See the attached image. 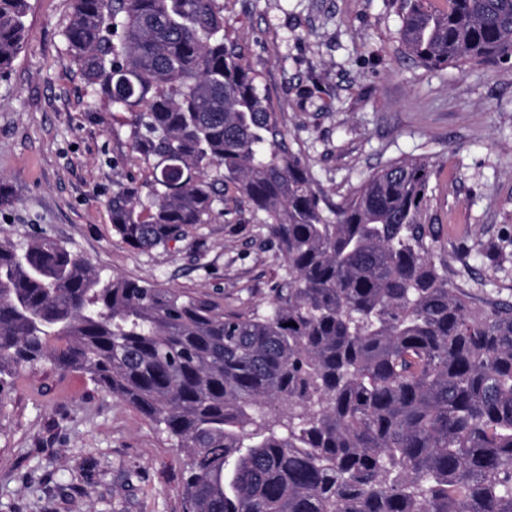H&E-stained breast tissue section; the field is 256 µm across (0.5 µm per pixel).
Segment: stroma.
Returning a JSON list of instances; mask_svg holds the SVG:
<instances>
[{
    "label": "stroma",
    "instance_id": "1",
    "mask_svg": "<svg viewBox=\"0 0 512 512\" xmlns=\"http://www.w3.org/2000/svg\"><path fill=\"white\" fill-rule=\"evenodd\" d=\"M316 190L341 202L400 159L430 165L428 223L471 310L512 301V61L446 69L401 43L400 0H223ZM72 0H28L26 39L0 77V239L51 237L108 274L219 310L265 307L282 264L262 214L235 194L149 252L112 231L108 201L142 180L130 127L94 93L63 33ZM184 458L139 411L50 363L0 389V512H182Z\"/></svg>",
    "mask_w": 512,
    "mask_h": 512
}]
</instances>
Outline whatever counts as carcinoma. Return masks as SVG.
I'll return each mask as SVG.
<instances>
[{"instance_id": "carcinoma-1", "label": "carcinoma", "mask_w": 512, "mask_h": 512, "mask_svg": "<svg viewBox=\"0 0 512 512\" xmlns=\"http://www.w3.org/2000/svg\"><path fill=\"white\" fill-rule=\"evenodd\" d=\"M26 9L0 0V76ZM226 26L218 0H73L64 36L148 168L112 192L115 234L166 247L231 188L282 259L272 298L224 313L0 240V386L43 362L88 375L176 441L184 512H512V304L474 316L450 284L427 161L317 193ZM400 35L428 69L509 61L512 0H402Z\"/></svg>"}]
</instances>
